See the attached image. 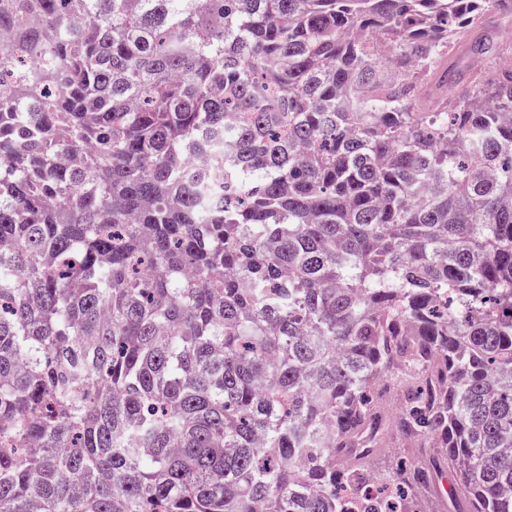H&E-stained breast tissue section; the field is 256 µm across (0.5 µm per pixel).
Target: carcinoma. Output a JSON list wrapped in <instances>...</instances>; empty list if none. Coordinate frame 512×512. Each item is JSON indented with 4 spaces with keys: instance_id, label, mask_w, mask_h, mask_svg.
<instances>
[{
    "instance_id": "cac0c4a2",
    "label": "carcinoma",
    "mask_w": 512,
    "mask_h": 512,
    "mask_svg": "<svg viewBox=\"0 0 512 512\" xmlns=\"http://www.w3.org/2000/svg\"><path fill=\"white\" fill-rule=\"evenodd\" d=\"M500 2L0 0V512H512ZM495 31L494 45L486 54V59L493 63H507L512 60V31L500 21L496 24ZM442 477L446 483V492L443 491L442 483L440 484L441 490L443 491V497L439 500L437 504V509L439 512H458V501H459V489L457 485V478L455 475V471L453 466L448 463L445 465ZM454 488L455 493L451 494L450 489Z\"/></svg>"
}]
</instances>
